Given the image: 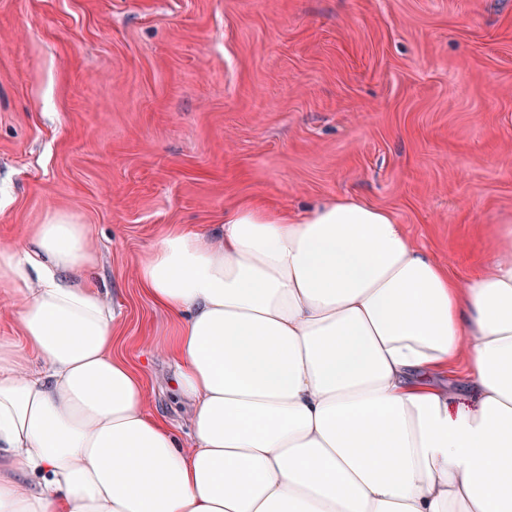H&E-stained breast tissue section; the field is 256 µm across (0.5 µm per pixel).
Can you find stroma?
I'll use <instances>...</instances> for the list:
<instances>
[{"instance_id":"35a3bbf8","label":"stroma","mask_w":512,"mask_h":512,"mask_svg":"<svg viewBox=\"0 0 512 512\" xmlns=\"http://www.w3.org/2000/svg\"><path fill=\"white\" fill-rule=\"evenodd\" d=\"M336 195L478 272L512 225V0H0V241L88 225L112 347L180 436L135 263L168 225Z\"/></svg>"}]
</instances>
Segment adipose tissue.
Instances as JSON below:
<instances>
[{
  "label": "adipose tissue",
  "mask_w": 512,
  "mask_h": 512,
  "mask_svg": "<svg viewBox=\"0 0 512 512\" xmlns=\"http://www.w3.org/2000/svg\"><path fill=\"white\" fill-rule=\"evenodd\" d=\"M97 252L60 213L0 242V512H512V230L460 281L348 196L167 228L136 275L186 441L112 354ZM16 309L12 295L0 288V336H19L15 320Z\"/></svg>",
  "instance_id": "obj_1"
}]
</instances>
